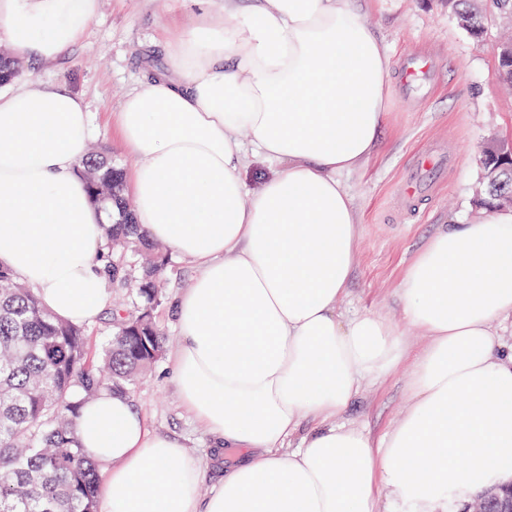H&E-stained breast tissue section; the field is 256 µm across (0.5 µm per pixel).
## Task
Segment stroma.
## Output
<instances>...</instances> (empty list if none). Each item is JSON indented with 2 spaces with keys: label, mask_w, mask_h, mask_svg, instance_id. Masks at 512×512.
Listing matches in <instances>:
<instances>
[{
  "label": "stroma",
  "mask_w": 512,
  "mask_h": 512,
  "mask_svg": "<svg viewBox=\"0 0 512 512\" xmlns=\"http://www.w3.org/2000/svg\"><path fill=\"white\" fill-rule=\"evenodd\" d=\"M194 0H100L97 16L79 43L55 62H26L21 80L60 84L83 98L113 164L131 171L134 159L112 123L123 96L139 87L149 68L166 62V32L189 26ZM386 43L394 70L384 131L375 157L361 170L344 174L361 218L358 264L339 308L349 317H383L404 325L399 286L427 238L444 224H467L481 216L473 197L483 177L481 148L512 140V91L498 73L495 34L475 40L463 31L447 0H375L365 16ZM423 57L426 74L407 79L405 63ZM438 163L428 172L432 185L415 202L398 187L415 173L423 156ZM195 274L193 264L172 257L164 278L167 300L156 313L166 347L177 341L171 300ZM129 397L148 426L175 436L201 460L209 495L224 478L209 436L181 404L162 357L131 389ZM408 402L405 371L396 369L364 384L343 423L381 436Z\"/></svg>",
  "instance_id": "1"
}]
</instances>
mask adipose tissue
<instances>
[{
  "label": "adipose tissue",
  "mask_w": 512,
  "mask_h": 512,
  "mask_svg": "<svg viewBox=\"0 0 512 512\" xmlns=\"http://www.w3.org/2000/svg\"><path fill=\"white\" fill-rule=\"evenodd\" d=\"M167 42L169 68L117 114L134 156L133 221L190 259L173 302V379L224 481L151 430L128 396L80 409L84 454L103 470L97 512H407L512 478V210L446 224L400 284L407 322L344 317L361 228L344 174L388 123L391 60L368 0H198ZM99 0H0V35L49 63L82 37ZM96 133L65 88H0V265L55 318L88 324L112 306L104 215L78 170ZM275 171L247 190L252 159ZM426 340L409 354L407 332ZM406 366L408 403L383 436L341 424L365 380ZM314 429L301 434L303 420Z\"/></svg>",
  "instance_id": "obj_1"
}]
</instances>
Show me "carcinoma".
I'll return each instance as SVG.
<instances>
[{"label": "carcinoma", "instance_id": "obj_1", "mask_svg": "<svg viewBox=\"0 0 512 512\" xmlns=\"http://www.w3.org/2000/svg\"><path fill=\"white\" fill-rule=\"evenodd\" d=\"M448 9L480 39L491 18L512 15V0H449ZM22 68L20 59L4 52L0 81L14 79ZM498 68L511 85V48L498 53ZM79 173L94 197L89 175L105 178L115 201L126 207L120 168L89 155ZM511 195L512 162L490 157L475 206H495ZM124 220L104 227V276L113 284H133L132 298L112 308L110 333L94 352L84 326L56 319L0 267V512H96L98 466L78 445L79 408L103 390L128 394L162 357L154 313L164 303L161 281L169 256L137 234L131 211Z\"/></svg>", "mask_w": 512, "mask_h": 512}]
</instances>
